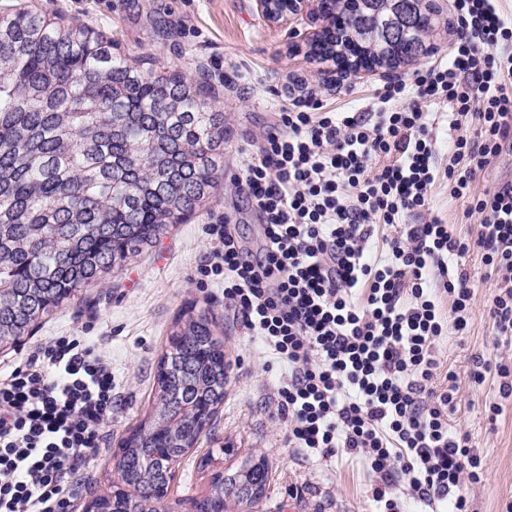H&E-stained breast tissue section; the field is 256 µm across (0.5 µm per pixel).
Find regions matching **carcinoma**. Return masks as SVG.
Wrapping results in <instances>:
<instances>
[{"mask_svg":"<svg viewBox=\"0 0 512 512\" xmlns=\"http://www.w3.org/2000/svg\"><path fill=\"white\" fill-rule=\"evenodd\" d=\"M323 0L336 30L310 54L350 53L396 68L436 48L429 0ZM224 113L177 71L141 69L94 29L32 11L0 15V339L96 285L181 224L223 168ZM224 343L204 314L178 319L156 374L149 417L113 456L109 512H165L173 471L191 442L187 422L224 402ZM268 469L216 475L200 512L265 495Z\"/></svg>","mask_w":512,"mask_h":512,"instance_id":"carcinoma-1","label":"carcinoma"}]
</instances>
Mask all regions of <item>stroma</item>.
<instances>
[{
	"label": "stroma",
	"mask_w": 512,
	"mask_h": 512,
	"mask_svg": "<svg viewBox=\"0 0 512 512\" xmlns=\"http://www.w3.org/2000/svg\"><path fill=\"white\" fill-rule=\"evenodd\" d=\"M34 7L63 25L102 32L141 66L178 70L223 110L226 128L224 177L202 208L169 225L152 247L63 303L23 339L29 347L62 334L86 336L112 362L118 405L106 428L110 453L91 459L87 475L78 476L72 512H86L93 496L116 481L111 453L148 417L170 329L188 310L206 314L223 338L228 384L209 429L173 476L168 512H184L187 500L206 497L215 474L261 457L269 479L253 512H374L377 474L287 445L286 426L274 415L284 366L225 310L217 284L199 285L194 271L211 251L203 227L220 218H228L230 232L247 249L259 246V221L235 175L242 153H256L273 126L286 79L301 77L307 88L342 102L369 96L386 78L336 79L327 65L307 55L305 35L317 23L302 20L289 27L269 21L256 0H35ZM468 269L475 284L470 323L440 346L457 386L448 420L452 429L468 434L485 463L482 481L466 489L470 512H506L512 503V397H500L496 366L508 350L487 316L496 277L477 255L470 256ZM478 358L487 365L480 386L470 378ZM496 401L503 413L493 421L487 408Z\"/></svg>",
	"instance_id": "obj_1"
}]
</instances>
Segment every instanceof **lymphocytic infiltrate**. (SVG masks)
Segmentation results:
<instances>
[{
    "label": "lymphocytic infiltrate",
    "instance_id": "1",
    "mask_svg": "<svg viewBox=\"0 0 512 512\" xmlns=\"http://www.w3.org/2000/svg\"><path fill=\"white\" fill-rule=\"evenodd\" d=\"M448 56L356 108L317 92L281 97L238 181L263 240L243 247L223 224L200 276L224 283V305L288 368L277 414L309 454L365 459L382 512L395 493L468 512L484 475L468 436L448 427L455 386L437 388L439 347L470 320L465 266L480 254L498 286L488 316L512 337V180L476 192L477 171L512 156V14L499 0H451ZM448 120L452 162L438 164ZM465 200L463 235L434 209L433 188ZM112 364L79 336H56L0 366V512H69L73 478L107 446Z\"/></svg>",
    "mask_w": 512,
    "mask_h": 512
}]
</instances>
